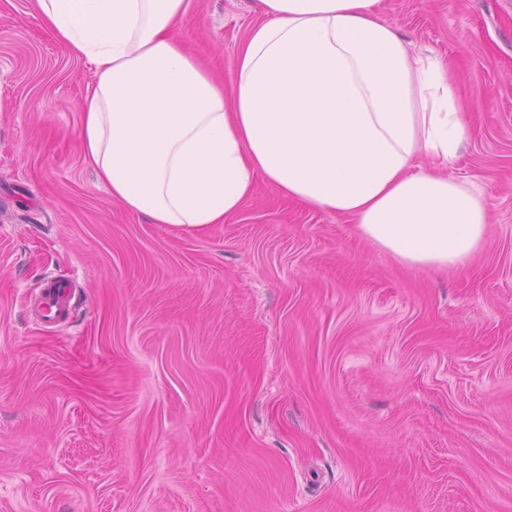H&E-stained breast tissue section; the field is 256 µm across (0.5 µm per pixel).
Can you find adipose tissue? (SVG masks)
<instances>
[{
	"label": "adipose tissue",
	"instance_id": "adipose-tissue-1",
	"mask_svg": "<svg viewBox=\"0 0 512 512\" xmlns=\"http://www.w3.org/2000/svg\"><path fill=\"white\" fill-rule=\"evenodd\" d=\"M259 3L227 89L184 48L186 0H36L95 66L79 140L98 180L153 223L202 227L233 216L259 175L406 265H466L487 202L439 172L468 132L443 61L383 21L379 0ZM423 154L435 169H416Z\"/></svg>",
	"mask_w": 512,
	"mask_h": 512
}]
</instances>
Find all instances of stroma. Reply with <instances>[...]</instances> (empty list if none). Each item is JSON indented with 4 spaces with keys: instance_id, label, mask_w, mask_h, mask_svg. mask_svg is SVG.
Segmentation results:
<instances>
[{
    "instance_id": "35a3bbf8",
    "label": "stroma",
    "mask_w": 512,
    "mask_h": 512,
    "mask_svg": "<svg viewBox=\"0 0 512 512\" xmlns=\"http://www.w3.org/2000/svg\"><path fill=\"white\" fill-rule=\"evenodd\" d=\"M186 3L232 85L259 0ZM379 10L467 105L447 173L489 224L458 270L259 176L223 224L128 212L82 158L93 65L0 0V512H512V0ZM42 300L43 318L49 322H61L67 318L69 306L68 286L53 281L46 287Z\"/></svg>"
}]
</instances>
